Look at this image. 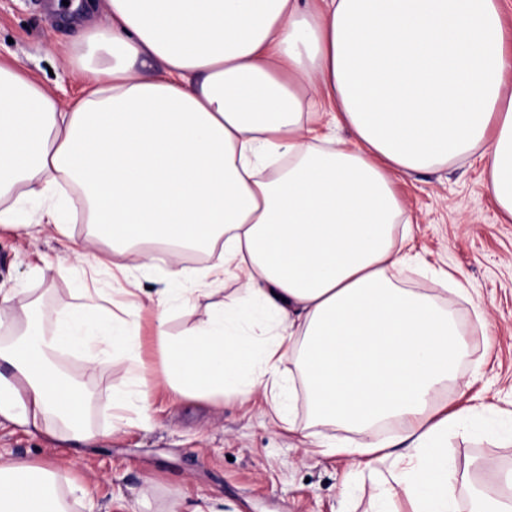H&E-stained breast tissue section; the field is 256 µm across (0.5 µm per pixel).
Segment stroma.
<instances>
[{
  "label": "stroma",
  "instance_id": "obj_1",
  "mask_svg": "<svg viewBox=\"0 0 512 512\" xmlns=\"http://www.w3.org/2000/svg\"><path fill=\"white\" fill-rule=\"evenodd\" d=\"M52 0H0V61H20L26 74L60 103L81 93L82 83L64 64L76 32L66 9L51 11ZM412 224L417 260L398 275L410 288H421L447 306L465 326L466 356L457 382L437 402L456 412L469 409L463 429L448 433V458L467 468L468 480L457 491L458 512H470L475 491L492 486L495 473L512 468V446L500 437V422L512 411V221H502L475 162H455L404 176L396 185ZM20 206L25 226L0 224V290L15 294V307L42 301L45 324H53L58 299L77 295L81 271H57L68 259L70 240L107 265H122L142 288H160L167 267L143 269L114 253L85 220L70 225V237L45 230L37 237L25 227L38 223L42 198L25 196ZM457 270L463 290L445 286L438 269ZM240 280L224 291L198 295L188 307L173 306L168 331L205 318L211 303L241 294ZM61 364L89 396L87 419L95 432L73 477L88 488L72 512H168L182 499L213 512H376L379 480L351 468L341 456L307 454L309 437L347 439L345 428L309 419L303 388L293 395L292 415L306 435L275 426L262 413V400L244 407L233 397L211 403L173 397L158 390L143 420L118 425L110 410L122 390L126 362L90 371L81 354ZM0 453L36 462L61 461L70 445L30 430L0 415Z\"/></svg>",
  "mask_w": 512,
  "mask_h": 512
}]
</instances>
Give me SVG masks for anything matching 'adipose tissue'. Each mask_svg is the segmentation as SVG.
I'll list each match as a JSON object with an SVG mask.
<instances>
[{"label":"adipose tissue","instance_id":"obj_1","mask_svg":"<svg viewBox=\"0 0 512 512\" xmlns=\"http://www.w3.org/2000/svg\"><path fill=\"white\" fill-rule=\"evenodd\" d=\"M66 63L85 90L68 107L0 64V223L19 224L8 198L48 199L43 223L68 236L75 188L88 223L116 250L153 262L168 253L166 287L151 297L165 351L163 380L140 372V290L81 288L46 327L40 300L14 311L0 344V391L23 424L64 441L91 439L83 386L57 357L90 369L120 355L133 389L113 411L146 416L157 385L240 403L263 396L289 430L281 366H301L310 415L366 433L314 442L364 467L390 462L380 512L405 498L413 512H454L456 466L445 441L465 416L436 395L457 376L463 333L430 294L399 287L412 234L394 191L402 175L470 158L512 219V46L500 0H107ZM274 175H265V168ZM220 248L193 273L183 248ZM246 295L213 306L176 336L172 300ZM394 419L403 430L374 435ZM59 465L0 456V512H69L86 487L58 484Z\"/></svg>","mask_w":512,"mask_h":512}]
</instances>
